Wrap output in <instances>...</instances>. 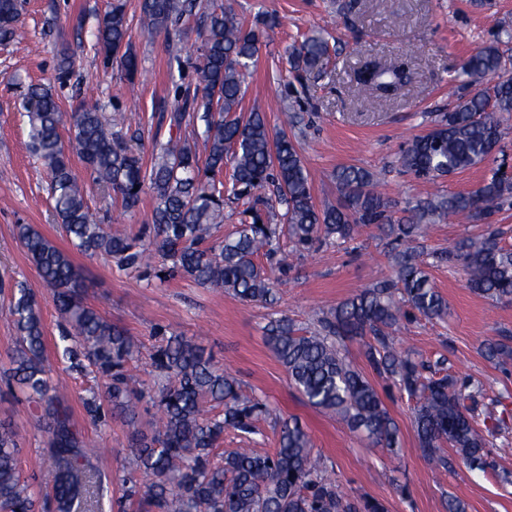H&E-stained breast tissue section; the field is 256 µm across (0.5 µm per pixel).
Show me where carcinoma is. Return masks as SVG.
<instances>
[{"instance_id": "carcinoma-1", "label": "carcinoma", "mask_w": 512, "mask_h": 512, "mask_svg": "<svg viewBox=\"0 0 512 512\" xmlns=\"http://www.w3.org/2000/svg\"><path fill=\"white\" fill-rule=\"evenodd\" d=\"M190 0H142L144 30H170ZM19 0H0V42L22 37ZM123 6L112 5L98 21L94 37L106 62L115 61L125 75L137 72V57L125 42ZM197 48L195 88L185 87L169 114L168 134L157 128L151 139L154 161L126 145L112 131L104 106L81 101L70 113L59 110L51 90L31 84L22 100L30 145L51 176L57 223L71 246L85 256H106L125 270L140 272L149 258L161 259L155 277L182 274L197 284L220 289L246 302L271 303L284 282L288 265L275 259L277 241L287 235L301 254L338 241L354 239L362 225L386 224L395 235L391 274L347 299L319 319L316 333L305 336L286 317L269 321L265 339L286 369L290 385L313 407L337 415L352 431L396 454L399 428L375 383L356 369L343 352L347 340L359 341L366 362L385 388L397 389L415 401L414 423L421 448L441 464L443 447L451 448L472 470L492 467L490 438L508 430L506 417L480 409L482 391L455 374L441 373L411 350L396 347L394 333L414 313L443 318L448 303L431 284L420 260L418 237L426 224L464 218L484 220L481 204L497 206L512 200V178L495 168L475 189L435 195L405 209L392 222L388 202L376 189L374 175L363 168L341 166L335 180L336 205L320 207L309 174L294 142L274 135L264 115L238 116L243 71L254 64L259 33L213 0L203 20ZM328 43L304 38L292 50L297 69H321ZM502 70L498 46L487 45L468 56L463 73L470 83ZM408 81L398 63L370 65L355 72V86L375 98L396 95ZM469 83L454 90L456 104L427 133L408 143L399 157L404 171L435 180L490 160L494 147H505L507 132L491 113L512 114V77L498 82L490 94L468 93ZM204 124L208 148L199 161L195 145L173 136L187 115ZM69 126L63 143L60 127ZM75 153L95 185L121 196L126 212L141 195L155 200L152 228L136 239L112 234L87 206L85 188L73 173L68 152ZM231 165V188L224 189V166ZM276 188L275 202L284 208L283 223L258 225L253 208L240 212L236 231L221 239L224 193L250 199L267 185ZM17 237L50 290L63 320L61 338L69 369L94 373L105 381V397L92 391L84 401L99 427L118 415L135 424L142 403L151 401L159 419L145 432L128 438L133 467L120 479L122 498L135 512H388L374 498L355 497L326 473L314 455L308 432L297 420L284 419L277 408L242 395L238 380L192 339L171 336L151 354V367L164 381L158 392L136 387L128 373L140 344L127 329L110 321L85 300L82 269L69 252L29 224L16 225ZM266 258L269 266L259 262ZM462 260L467 287L497 302L512 298V249L488 236L448 251ZM8 310L16 336L9 376L25 394L29 407L46 419V468L22 476L18 434L0 424V512H94L102 478L93 463V444L63 404L62 387L53 382L45 359L41 307L24 284L14 286ZM486 357L500 365L512 361V345L503 340L485 346ZM280 426L277 448L260 454L232 448L214 462L224 430L250 436L260 424Z\"/></svg>"}]
</instances>
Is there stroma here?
I'll use <instances>...</instances> for the list:
<instances>
[{
	"label": "stroma",
	"mask_w": 512,
	"mask_h": 512,
	"mask_svg": "<svg viewBox=\"0 0 512 512\" xmlns=\"http://www.w3.org/2000/svg\"><path fill=\"white\" fill-rule=\"evenodd\" d=\"M113 0H24L21 22L26 37L0 43V419L10 420L22 436L25 473L48 466L42 424L31 414L24 395L6 373L16 330L8 304L14 282L33 291L42 308L45 357L69 390L64 398L85 434L97 440L95 464L106 481L98 512H120L118 479L129 467L127 439L133 427H147L151 411H141L137 425L112 420L97 428L82 400L98 381L69 372L63 359L58 314L46 287L17 238V225L29 224L60 247L68 241L54 216L50 175L33 154L22 93L29 84L50 87L62 111L83 99L100 101L106 117L123 132L149 145L163 113L172 111L179 88L195 83L198 43L195 18L184 19L179 35L147 34L141 0H123L127 37L139 71L127 81L119 67L105 63L93 48L92 31ZM224 0L246 24H258L256 63L244 83L243 112L260 109L272 130L295 143L308 170L318 205L335 203V172L354 165L373 172L394 217L409 205L445 192H468L492 168L485 162L436 181L401 171L397 160L413 137L426 133L454 105L448 90L460 84L459 65L478 48L494 43L512 63V0ZM316 34L329 45L323 71L294 70L289 54L305 36ZM73 61L74 74L64 84L54 80L61 55ZM405 59L412 79L394 100L364 98L355 91L350 68L363 59ZM86 201L106 229L136 236L150 223L154 207L144 195L138 208L123 211L120 201L89 185ZM497 233L512 246V206L496 211L492 223L466 221L425 226L423 260L435 287L448 303L443 320L416 316L397 339L420 359H444L445 369L482 387L485 403H499L512 413V363L498 367L482 354L490 339L512 336V301L494 303L466 286L460 261L445 254L461 240ZM392 236L376 225L362 227L354 240L336 242L303 257L282 243L288 285L274 306L247 303L186 276L162 282L120 269L109 258L74 254L86 278V301L103 316L137 336L142 354L130 372L140 385L156 378L149 356L163 337L189 336L220 364L229 365L246 396H256L293 417L308 431L329 471L354 496L382 501L388 512H448L449 499L463 501L467 512H512V429L494 440L495 472L444 468L425 456L414 430V403L398 391L383 393L399 427L401 452L389 455L350 431L335 416L310 405L288 384L284 367L264 340L271 319L288 316L304 332L316 320L361 288L390 273Z\"/></svg>",
	"instance_id": "stroma-1"
}]
</instances>
